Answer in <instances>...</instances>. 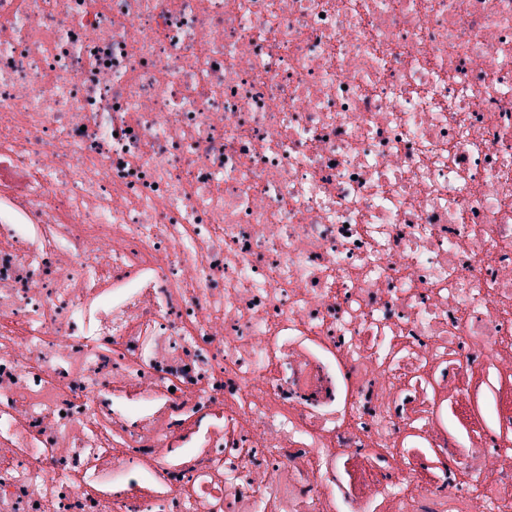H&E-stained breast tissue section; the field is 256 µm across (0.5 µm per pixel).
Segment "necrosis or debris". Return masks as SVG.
Returning a JSON list of instances; mask_svg holds the SVG:
<instances>
[{
    "mask_svg": "<svg viewBox=\"0 0 512 512\" xmlns=\"http://www.w3.org/2000/svg\"><path fill=\"white\" fill-rule=\"evenodd\" d=\"M0 512H512V0H0Z\"/></svg>",
    "mask_w": 512,
    "mask_h": 512,
    "instance_id": "obj_1",
    "label": "necrosis or debris"
}]
</instances>
